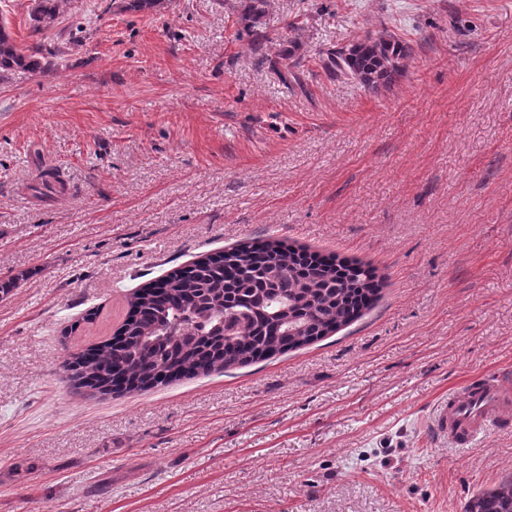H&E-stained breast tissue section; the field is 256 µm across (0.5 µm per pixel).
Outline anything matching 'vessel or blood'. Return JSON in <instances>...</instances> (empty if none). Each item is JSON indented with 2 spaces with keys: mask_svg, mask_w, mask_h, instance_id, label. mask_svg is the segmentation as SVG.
<instances>
[{
  "mask_svg": "<svg viewBox=\"0 0 512 512\" xmlns=\"http://www.w3.org/2000/svg\"><path fill=\"white\" fill-rule=\"evenodd\" d=\"M512 412V387L496 375L473 380L435 408L431 426L439 436L464 447L489 433Z\"/></svg>",
  "mask_w": 512,
  "mask_h": 512,
  "instance_id": "1",
  "label": "vessel or blood"
}]
</instances>
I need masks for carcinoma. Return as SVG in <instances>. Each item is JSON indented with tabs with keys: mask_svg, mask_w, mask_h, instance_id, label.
Returning <instances> with one entry per match:
<instances>
[{
	"mask_svg": "<svg viewBox=\"0 0 512 512\" xmlns=\"http://www.w3.org/2000/svg\"><path fill=\"white\" fill-rule=\"evenodd\" d=\"M65 0H35L34 30L50 27ZM268 0H247L241 20L251 50L279 79L304 87L293 40L265 55L259 31ZM165 0H120L128 12H156ZM409 48L384 31L319 53L326 75L351 77L369 93L394 85L406 72ZM0 24V72L39 69ZM380 282L370 265L325 257L276 239L239 244L207 255L133 292L113 336L75 353L63 369L83 388L129 393L182 378L210 375L283 354L348 326L371 309ZM464 512H512V480L472 497Z\"/></svg>",
	"mask_w": 512,
	"mask_h": 512,
	"instance_id": "obj_1",
	"label": "carcinoma"
}]
</instances>
